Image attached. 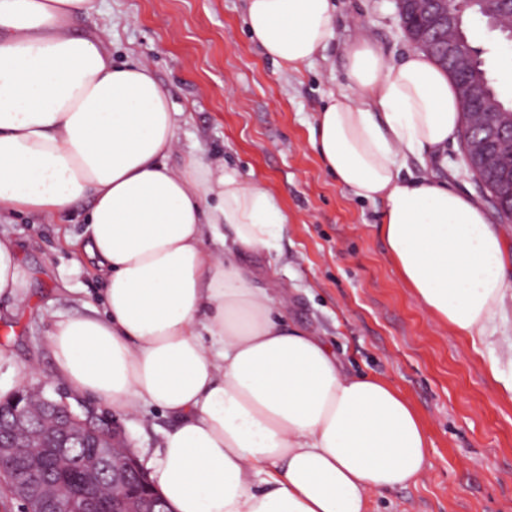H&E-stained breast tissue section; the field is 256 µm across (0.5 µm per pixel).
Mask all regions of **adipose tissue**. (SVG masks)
I'll list each match as a JSON object with an SVG mask.
<instances>
[{"label":"adipose tissue","instance_id":"obj_1","mask_svg":"<svg viewBox=\"0 0 512 512\" xmlns=\"http://www.w3.org/2000/svg\"><path fill=\"white\" fill-rule=\"evenodd\" d=\"M93 0H0V213L69 214L91 200L75 242L106 280L102 313L50 332L53 371L79 396L174 418L149 463L171 512H368L414 482L429 443L391 383L346 370L257 287L244 254L277 248L288 218L269 190L192 156L169 166L177 113L141 61L113 63L100 34L74 36ZM333 0H246L263 54L299 69L328 46ZM347 91L316 117L311 146L338 185L381 203L400 278L425 310L483 335L512 294L507 251L485 209L410 155L461 130L448 74L421 51L389 63L369 40L347 50ZM27 273L0 235V298Z\"/></svg>","mask_w":512,"mask_h":512}]
</instances>
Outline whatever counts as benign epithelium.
<instances>
[{"instance_id":"obj_1","label":"benign epithelium","mask_w":512,"mask_h":512,"mask_svg":"<svg viewBox=\"0 0 512 512\" xmlns=\"http://www.w3.org/2000/svg\"><path fill=\"white\" fill-rule=\"evenodd\" d=\"M399 18L410 11L431 43L441 41L448 19V0H396ZM481 136L462 138L466 163L488 186L499 181L490 164L501 145L512 146V123L492 125L478 113L464 118ZM94 449L86 470L74 466L69 448ZM103 471L108 485L101 488ZM0 483L24 512H164L146 468L106 417L93 410L77 413L64 401L37 394L22 384L0 400Z\"/></svg>"}]
</instances>
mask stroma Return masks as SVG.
I'll return each mask as SVG.
<instances>
[{"instance_id":"obj_1","label":"stroma","mask_w":512,"mask_h":512,"mask_svg":"<svg viewBox=\"0 0 512 512\" xmlns=\"http://www.w3.org/2000/svg\"><path fill=\"white\" fill-rule=\"evenodd\" d=\"M245 0H94L70 32L106 31L115 63L146 62L183 117L169 159L195 154L236 168L263 184L288 215L278 251L245 256L257 285L281 292L293 324L335 348L354 373L392 382L420 414L429 434L424 469L415 483L373 495L369 512H512V400L487 365L512 346V299L485 336L439 326L400 279L383 237L380 204L340 187L310 145L316 116L332 94L346 90L347 47L367 36L393 64L414 51L394 0H336L325 51L296 71L274 65L251 40ZM466 33L483 51L503 100L512 84V46L483 19L466 18ZM405 170L432 176L470 195L512 244V222L500 220L488 192L469 170L461 143L435 158L410 156ZM90 201L72 209L69 224L26 213L0 217V233L18 245L30 275L22 303L0 301V391L21 382L45 384L55 398L107 416L125 443L148 462L174 424L154 409L124 414L95 398L71 395L53 375L48 335L66 316L101 308L104 282L75 264L65 234L85 227Z\"/></svg>"}]
</instances>
